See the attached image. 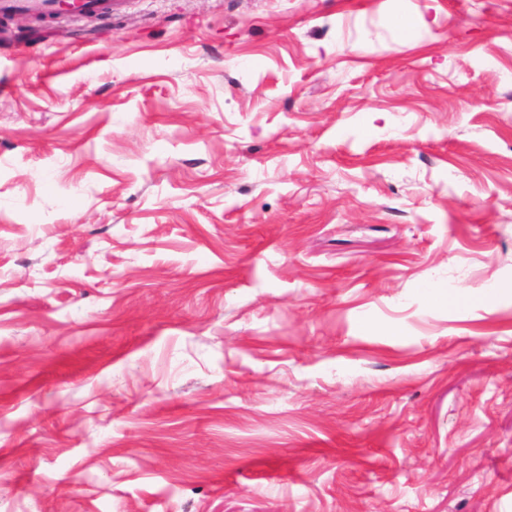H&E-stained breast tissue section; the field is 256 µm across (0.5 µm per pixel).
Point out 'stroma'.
Listing matches in <instances>:
<instances>
[{
    "instance_id": "stroma-1",
    "label": "stroma",
    "mask_w": 512,
    "mask_h": 512,
    "mask_svg": "<svg viewBox=\"0 0 512 512\" xmlns=\"http://www.w3.org/2000/svg\"><path fill=\"white\" fill-rule=\"evenodd\" d=\"M0 512H512V0L0 17Z\"/></svg>"
}]
</instances>
